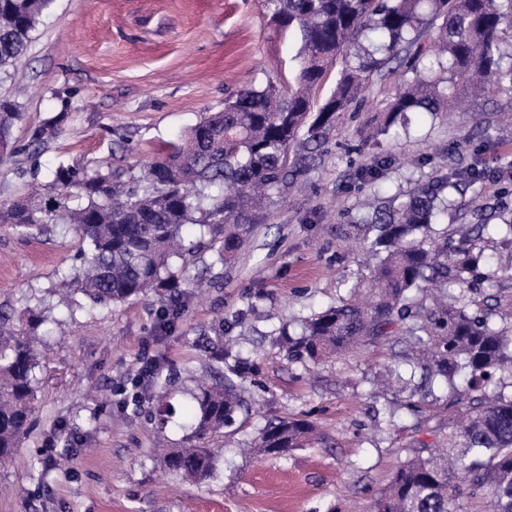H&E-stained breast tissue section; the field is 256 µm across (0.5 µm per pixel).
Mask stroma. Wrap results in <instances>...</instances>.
<instances>
[{
    "label": "stroma",
    "instance_id": "obj_1",
    "mask_svg": "<svg viewBox=\"0 0 512 512\" xmlns=\"http://www.w3.org/2000/svg\"><path fill=\"white\" fill-rule=\"evenodd\" d=\"M269 18L261 0H54L26 66L0 82L2 95L28 90L13 137L25 144L32 127L64 109L62 134L39 156L42 171L100 160L139 168L205 113L222 110L230 93L295 71L297 39ZM387 104L381 92L341 115L320 163L256 210L235 261L217 266L218 281L205 275L189 289L167 334L151 298L70 318L53 290L81 240L61 226L22 236L0 225V310L18 328L40 313L48 332L34 426L0 465V512H375L409 448L441 444L452 415L446 390L416 415L408 390L377 386L403 359L398 336L316 366L289 360L277 343L282 326L365 277L336 232L362 196H399L473 164L486 177L455 194L449 223H472L487 206L512 209V124L498 119L512 113V88L490 89L443 118L414 115L410 137L379 150L391 164L364 182L357 173L379 151L358 131L380 125ZM218 325L231 353L225 369L247 364L252 410L221 441L217 477L195 484L153 454L181 447L183 430L123 408L118 388L148 355L170 375L172 402L188 405L196 381L212 376L206 355ZM287 415L317 422L327 443L282 457L246 451L268 420Z\"/></svg>",
    "mask_w": 512,
    "mask_h": 512
}]
</instances>
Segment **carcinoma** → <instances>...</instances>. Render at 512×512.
I'll return each instance as SVG.
<instances>
[{
	"label": "carcinoma",
	"mask_w": 512,
	"mask_h": 512,
	"mask_svg": "<svg viewBox=\"0 0 512 512\" xmlns=\"http://www.w3.org/2000/svg\"><path fill=\"white\" fill-rule=\"evenodd\" d=\"M52 0H0V75H11L28 52L32 33ZM278 28L300 38L299 64L286 82L247 85L139 173L102 163L95 168L61 164L44 179L33 173L23 193L0 202V224L21 235H42L63 224L86 243L79 262L58 273L61 304L69 314L152 296L161 304L158 330L172 331L182 314L184 288L194 285L189 268L198 248L184 232L197 226L209 234V250L226 263L244 245L251 211L306 172L317 147L340 115L399 69L411 74L396 87L387 116L376 132L398 141L407 134L410 114L453 112L494 85L512 84L499 41L507 15L498 0H263ZM342 64L330 96L317 91L333 67ZM23 103L0 98V165L22 153L35 155L62 131L60 112L32 128L25 145L12 131L23 119ZM485 177L475 166L446 175L402 195L399 200L365 201L356 223L339 230L361 241L369 262L366 287L372 299L348 295L300 319L301 332L279 333L278 344L291 360L316 365L366 346L396 322L406 324L402 342L413 351L390 370L407 383L422 371L415 389L431 393V378H445L451 394L466 401L448 426L447 452L414 448L395 472L376 512H468L478 497L485 512H512V299L497 288L482 302L472 296L486 247L507 228L479 216L477 224H455L432 235L448 219V189L474 185ZM45 319L30 315L21 332L0 317V464L12 460L37 415L40 354L36 329ZM160 364H145L124 406L140 409L151 390H164ZM244 385L231 379L198 384L195 405L177 412L165 401L151 417L166 425L179 418L187 446L163 452L174 476L199 483L214 478L218 455L212 440L224 435L243 406ZM322 441L306 418L267 422L251 447L282 457L294 448Z\"/></svg>",
	"instance_id": "1"
}]
</instances>
